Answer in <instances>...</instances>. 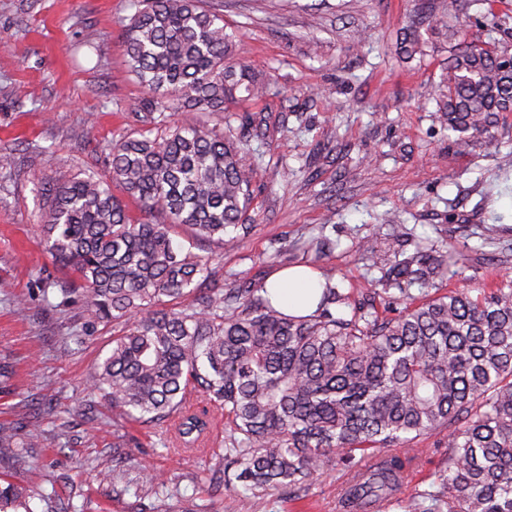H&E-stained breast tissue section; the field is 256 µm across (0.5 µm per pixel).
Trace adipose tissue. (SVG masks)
I'll use <instances>...</instances> for the list:
<instances>
[{"label": "adipose tissue", "mask_w": 512, "mask_h": 512, "mask_svg": "<svg viewBox=\"0 0 512 512\" xmlns=\"http://www.w3.org/2000/svg\"><path fill=\"white\" fill-rule=\"evenodd\" d=\"M274 305L294 314L311 313L319 300L321 285L317 273L305 267H294L274 274L267 283Z\"/></svg>", "instance_id": "adipose-tissue-1"}]
</instances>
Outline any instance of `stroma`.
<instances>
[{
  "label": "stroma",
  "mask_w": 512,
  "mask_h": 512,
  "mask_svg": "<svg viewBox=\"0 0 512 512\" xmlns=\"http://www.w3.org/2000/svg\"><path fill=\"white\" fill-rule=\"evenodd\" d=\"M427 0H204L236 30L243 58L266 75L265 98L239 101L233 126L260 154L249 229L231 248L199 242L217 286H259L298 265L329 273L351 303L367 301L381 276L359 246L383 251L393 224L410 243L467 254L447 289L512 280V113L485 154L455 145L434 106L415 92L438 81L448 44L433 40L422 61L397 60L411 14ZM129 0H0V423L39 422L48 441L32 460L43 481L74 493L81 512H339V472L306 498L251 497L214 489L224 414L205 398L210 442L177 447L175 427L114 422L85 379L112 347L118 327L89 323L71 274L57 266L41 231L58 167L100 165L105 145L134 129L143 91L129 74L123 32ZM367 41L355 47L353 36ZM447 433L423 436L422 460L398 497L429 489ZM119 455L126 481L113 485L102 460ZM163 475L157 490L143 470Z\"/></svg>",
  "instance_id": "1"
}]
</instances>
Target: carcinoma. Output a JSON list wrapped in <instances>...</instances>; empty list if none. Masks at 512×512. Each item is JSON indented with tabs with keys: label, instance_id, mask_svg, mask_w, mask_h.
Here are the masks:
<instances>
[{
	"label": "carcinoma",
	"instance_id": "1",
	"mask_svg": "<svg viewBox=\"0 0 512 512\" xmlns=\"http://www.w3.org/2000/svg\"><path fill=\"white\" fill-rule=\"evenodd\" d=\"M502 0H442L411 21L399 53L425 56L421 29L456 41L437 83L419 101L457 141L498 148L492 132L512 112V41L499 39ZM123 44L128 71L143 88L138 128L106 146L102 178L58 169L42 232L55 260L79 282L91 319L125 331L86 380L119 415L144 424L177 420L179 442L197 444L207 423L193 410L204 395L224 410L223 472L253 495L307 494L336 469L341 512H388L417 465L416 441L448 431L432 485L405 512H512V282L477 296L450 290L410 302L396 317L375 308L336 310L349 297L324 275L316 309L292 315L266 288L207 283L209 258L173 243L174 227L231 247L246 228L261 160L233 133L228 105L263 98L268 82L236 52V32L202 0H131ZM476 9L487 38L467 40L461 10ZM218 122H177L175 114ZM118 185L144 213L133 219L112 193ZM394 260L383 264V293L434 288L462 273L423 243L404 251L392 225ZM46 441L41 425L0 424V455L25 465ZM401 448L390 452L388 448ZM28 487L0 477V512H32Z\"/></svg>",
	"mask_w": 512,
	"mask_h": 512
}]
</instances>
